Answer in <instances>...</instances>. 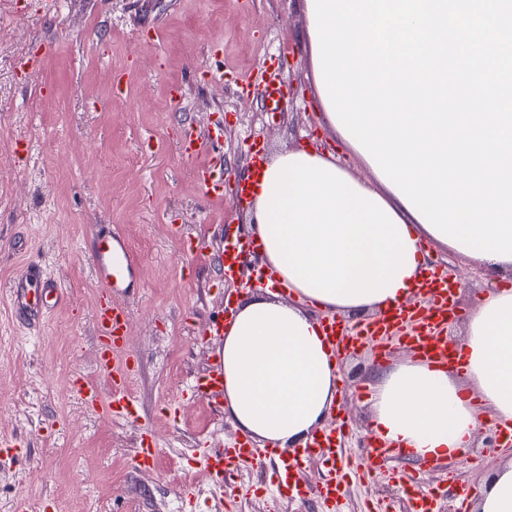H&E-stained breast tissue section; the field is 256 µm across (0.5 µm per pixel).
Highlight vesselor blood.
<instances>
[{"label":"vessel or blood","instance_id":"obj_1","mask_svg":"<svg viewBox=\"0 0 512 512\" xmlns=\"http://www.w3.org/2000/svg\"><path fill=\"white\" fill-rule=\"evenodd\" d=\"M258 250L253 240L238 239L225 241L219 254L218 262L224 268L225 276H235L239 266ZM91 261L95 280L104 297L94 311L95 326L102 343L97 360L99 369L108 374L112 380V396L103 400L98 389L89 383L80 384L78 391L84 402L92 409H105L115 418L127 419L137 412L135 398L129 391L132 377L134 356L125 343V334L131 320L129 304L112 301V293L128 291L137 268L133 252L124 240L112 232L98 233L91 246ZM57 281L47 276L38 266L30 267L15 283L14 303L16 308L28 320H37L42 308L33 303L31 296L41 293L50 296L57 292ZM431 296L429 307L415 311L403 306L394 308L376 320L367 323L356 332H348L347 327L333 316L324 317L322 333L330 346H337L340 341L355 343L370 341L390 333L393 326L412 322L416 328L407 341L415 353L431 364L449 363L456 350V343L442 336L440 327L446 323L452 310L453 289L447 275L439 274L428 284ZM194 396L207 400L224 393V377L221 368H213L198 377L193 386ZM336 451V435L325 431L312 436L306 447L293 449H269L268 454L276 459L285 477H293L313 454H333ZM158 448L151 437H142L135 454L139 469L149 472L154 470ZM258 454L249 439L240 440L232 448H215L209 451L205 465L216 478H224L235 471L248 466ZM345 476L336 469H329L324 481L314 488L315 497L321 502L325 512H343ZM398 483L403 493L413 496V512H433L434 494L420 493L413 478H399Z\"/></svg>","mask_w":512,"mask_h":512}]
</instances>
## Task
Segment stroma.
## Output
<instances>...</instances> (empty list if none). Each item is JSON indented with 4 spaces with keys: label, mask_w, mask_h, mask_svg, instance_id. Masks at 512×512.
I'll list each match as a JSON object with an SVG mask.
<instances>
[{
    "label": "stroma",
    "mask_w": 512,
    "mask_h": 512,
    "mask_svg": "<svg viewBox=\"0 0 512 512\" xmlns=\"http://www.w3.org/2000/svg\"><path fill=\"white\" fill-rule=\"evenodd\" d=\"M306 25L302 0H0V436L24 442L19 458L0 462V512H14L21 498L32 512H223L225 488L206 477L203 459L239 431L190 387L219 359L222 342L207 335L209 323L225 302L255 294L249 272L225 279L211 259L223 230L252 222L234 185L249 175L257 145L271 155L309 148L369 175L325 126ZM271 75L285 93L275 113L263 103ZM188 128L219 137L205 160L224 179L222 198L198 191V164L180 151ZM100 227L140 261L126 335L138 414L126 420L86 407L76 386L84 380L111 395L96 366L100 289L90 248ZM426 250L429 266L456 284L446 334L459 341L479 297L512 289V274L432 244ZM32 262L62 294L36 323L13 306V285ZM414 356L399 339L384 356L370 344L337 355L338 402L325 421L342 443L337 466L361 461L372 434L376 367ZM145 432L160 449L151 472L134 462ZM497 434L485 418L466 459L421 471V490L451 472L476 496L512 460V445ZM233 481L244 490L236 512H321L313 497L280 494L271 457ZM371 504L409 509L388 479L350 478L345 512Z\"/></svg>",
    "instance_id": "obj_1"
}]
</instances>
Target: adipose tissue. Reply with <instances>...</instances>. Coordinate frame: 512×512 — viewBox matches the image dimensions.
<instances>
[{"instance_id":"ef3b65f1","label":"adipose tissue","mask_w":512,"mask_h":512,"mask_svg":"<svg viewBox=\"0 0 512 512\" xmlns=\"http://www.w3.org/2000/svg\"><path fill=\"white\" fill-rule=\"evenodd\" d=\"M249 181L251 234L274 277L224 331V414L254 440L302 447L338 394L318 311L351 316L407 303L434 235L380 177H355L311 149L272 156ZM279 285L298 303L280 300ZM461 347L459 367L409 359L374 374L372 431L411 461L462 457L485 414L512 422L511 289L481 298ZM470 510L512 512V461L488 477Z\"/></svg>"}]
</instances>
